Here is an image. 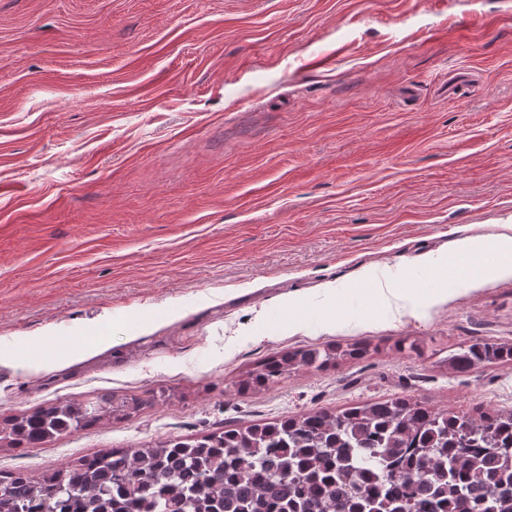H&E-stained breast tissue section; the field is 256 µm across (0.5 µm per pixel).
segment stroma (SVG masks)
Wrapping results in <instances>:
<instances>
[{
    "mask_svg": "<svg viewBox=\"0 0 512 512\" xmlns=\"http://www.w3.org/2000/svg\"><path fill=\"white\" fill-rule=\"evenodd\" d=\"M505 224L512 0H0V420L171 391L2 447L0 472L401 396L512 410V367L447 364L512 343V275L423 263ZM383 271L401 310L369 294ZM96 325L108 349L57 367ZM359 340L374 352L239 388ZM511 365L512 343L473 337L469 344L448 357V366L455 373H465L477 365ZM365 353L367 347L359 344L346 347L327 344L323 348L284 351L255 367L242 384L253 390L266 389L285 378L291 370L313 368L315 371H328L343 360L359 359Z\"/></svg>",
    "mask_w": 512,
    "mask_h": 512,
    "instance_id": "stroma-1",
    "label": "stroma"
}]
</instances>
